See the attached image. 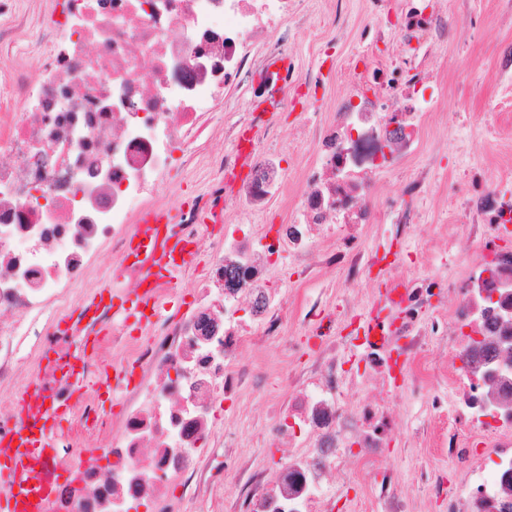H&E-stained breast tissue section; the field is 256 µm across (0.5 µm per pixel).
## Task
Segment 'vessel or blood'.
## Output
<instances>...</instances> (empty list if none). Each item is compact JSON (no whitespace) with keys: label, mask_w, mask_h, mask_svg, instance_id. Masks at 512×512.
Listing matches in <instances>:
<instances>
[{"label":"vessel or blood","mask_w":512,"mask_h":512,"mask_svg":"<svg viewBox=\"0 0 512 512\" xmlns=\"http://www.w3.org/2000/svg\"><path fill=\"white\" fill-rule=\"evenodd\" d=\"M173 221L168 212L146 213L135 235V248L146 268L170 277L188 269L194 257L188 243L173 233ZM104 306L120 313H141L147 322L155 303L151 289L131 293L110 282L85 310L93 313ZM67 417V406L51 402L44 386L24 389L15 409V426L0 430V512H49L59 480L52 461Z\"/></svg>","instance_id":"vessel-or-blood-1"}]
</instances>
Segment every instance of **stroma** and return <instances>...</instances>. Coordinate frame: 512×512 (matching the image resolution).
Instances as JSON below:
<instances>
[{"instance_id":"obj_1","label":"stroma","mask_w":512,"mask_h":512,"mask_svg":"<svg viewBox=\"0 0 512 512\" xmlns=\"http://www.w3.org/2000/svg\"><path fill=\"white\" fill-rule=\"evenodd\" d=\"M13 2L26 21L14 29L11 46L0 49V72L23 67L32 73L43 62L37 51L45 37L41 19L56 0ZM431 6L446 36L416 51L397 36L403 23L402 0H305L304 22L293 37L289 57L295 80L288 88V105L270 115L283 133L278 143L281 169L294 185L305 163L304 149L289 135L309 111L315 91H322L326 104H338L354 72L395 63L434 72L432 89L443 106L433 119L427 144L433 188L414 201L421 218L401 248L404 268L412 277L447 276L448 252L443 241L434 240V227L458 223L472 173L512 188V6L506 0H431ZM330 13L336 16L332 26L324 22ZM379 17L390 20L391 28L378 32ZM430 239L435 245L428 253L424 244ZM308 291L323 293L334 307L347 303L363 311L369 306L368 289L347 290L337 273L314 277ZM305 334L301 323L292 320L286 338L265 341L250 352L266 374L269 391L280 400L288 398L284 373L309 357ZM430 347V376L424 386L404 393L383 450L398 474L395 492L409 512H447L449 497L468 494L459 472L449 471L448 454L441 446L448 425L428 406V396L448 393L441 377L446 349L436 337ZM269 425L267 407L247 401L231 406L216 432L235 438L239 446L226 459L219 498H188L176 512H247L242 471L263 456L256 443L266 439ZM376 491L375 473L363 474L354 483L339 485L326 512H383Z\"/></svg>"}]
</instances>
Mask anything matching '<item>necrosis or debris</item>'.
<instances>
[{
  "label": "necrosis or debris",
  "mask_w": 512,
  "mask_h": 512,
  "mask_svg": "<svg viewBox=\"0 0 512 512\" xmlns=\"http://www.w3.org/2000/svg\"><path fill=\"white\" fill-rule=\"evenodd\" d=\"M63 15L37 77L0 75V155L8 157L0 162V391L42 383L55 400L69 398L72 339L60 326L77 321L101 285L104 256L118 277L141 281L126 257L145 212L177 209L176 233L195 244L198 258L188 270L195 279L188 308L172 304L169 280L155 281L164 316L143 337L99 311L108 332L85 368L98 389L114 392L122 416L113 418L95 396L76 405L53 462L70 477L50 512H174L176 488L216 494L208 474L224 461L214 430L226 404L246 397L268 403L271 434L296 448L288 459L252 463V512H325L324 477L352 445L363 450L359 468L377 471L386 512H407L379 450L405 389L428 377L434 336L451 358L448 460L470 488L449 499L448 512H512V388L472 362L477 342L487 358L512 359V252L494 242L512 228V189H482L472 221L439 225L455 248L448 280L405 276L395 247L411 232L408 206L397 211L391 247L370 246L366 235L383 220L377 188L390 168L419 156L421 172L404 194L414 200L431 189L421 148L438 103L393 109L399 95L426 84L424 74L390 66L357 73L339 111L300 124L303 189L289 190L279 152L264 138L252 143L240 184L225 183L226 162L216 160L207 191L174 206V174L193 176L221 133L214 108L234 91L287 82L274 64L288 58L300 0H63ZM19 100L25 109L16 108ZM370 130L387 155L367 157ZM275 197L286 223H257ZM228 212L234 222H225ZM287 268L299 290L320 268L340 270L348 288L378 276L385 309L398 312L385 320L384 339L366 346L380 401L365 400L343 375L342 340L362 337L354 307L343 311L346 337L325 331L322 294L293 310L281 296ZM450 292L457 304L434 313L435 300ZM291 317L307 326L312 355L301 371L287 372L288 399L280 403L243 350L282 338ZM88 438L94 447H85Z\"/></svg>",
  "instance_id": "1"
}]
</instances>
